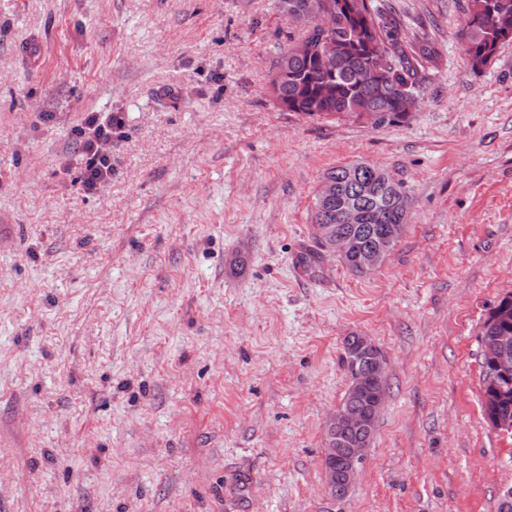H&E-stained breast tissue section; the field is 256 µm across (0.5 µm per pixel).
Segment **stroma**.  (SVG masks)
Segmentation results:
<instances>
[{
    "instance_id": "stroma-1",
    "label": "stroma",
    "mask_w": 512,
    "mask_h": 512,
    "mask_svg": "<svg viewBox=\"0 0 512 512\" xmlns=\"http://www.w3.org/2000/svg\"><path fill=\"white\" fill-rule=\"evenodd\" d=\"M391 3L435 24L436 62L377 126L273 103L300 33L275 0H0V512H497L512 434L477 334L512 292V42L474 71L454 0ZM87 112L123 118L90 194ZM356 161L402 184L406 232L370 274L307 272L313 196ZM352 335L388 389L339 500ZM363 340L361 348L358 352L359 359L367 361L363 366V373L374 380L380 381L385 377L386 362L383 355L377 352L376 344L366 336H358ZM361 372L355 373V385L360 389L364 387L365 375Z\"/></svg>"
}]
</instances>
